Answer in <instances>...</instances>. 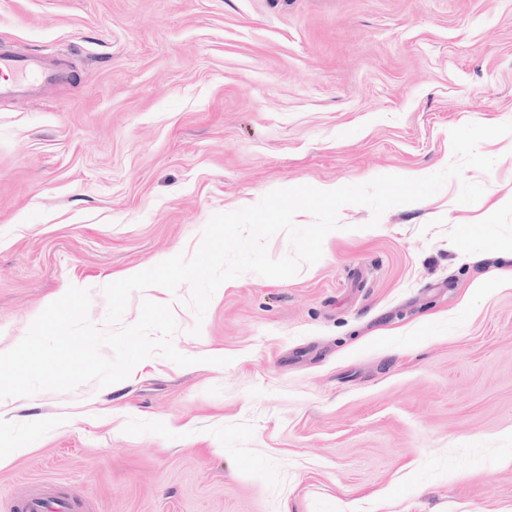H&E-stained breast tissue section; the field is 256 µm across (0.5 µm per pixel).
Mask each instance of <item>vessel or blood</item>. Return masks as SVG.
Returning <instances> with one entry per match:
<instances>
[{
	"label": "vessel or blood",
	"instance_id": "obj_1",
	"mask_svg": "<svg viewBox=\"0 0 512 512\" xmlns=\"http://www.w3.org/2000/svg\"><path fill=\"white\" fill-rule=\"evenodd\" d=\"M58 72L40 53L21 54L0 48V100L29 98L41 95L53 84ZM25 512H71L70 503L53 493L27 500Z\"/></svg>",
	"mask_w": 512,
	"mask_h": 512
}]
</instances>
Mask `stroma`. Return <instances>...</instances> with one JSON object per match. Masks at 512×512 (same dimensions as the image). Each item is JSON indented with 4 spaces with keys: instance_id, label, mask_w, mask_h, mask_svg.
Listing matches in <instances>:
<instances>
[{
    "instance_id": "stroma-1",
    "label": "stroma",
    "mask_w": 512,
    "mask_h": 512,
    "mask_svg": "<svg viewBox=\"0 0 512 512\" xmlns=\"http://www.w3.org/2000/svg\"><path fill=\"white\" fill-rule=\"evenodd\" d=\"M59 51L0 101V349L69 287L106 285L210 218L299 185L420 178L450 132L512 121V0H0V46ZM434 196L341 208L286 279L170 304L181 367L7 401L0 512H512V134ZM482 184L458 202L462 181ZM229 358L226 366L215 365ZM24 510V512H71L72 507L68 501L52 492H47L41 497L27 500Z\"/></svg>"
}]
</instances>
